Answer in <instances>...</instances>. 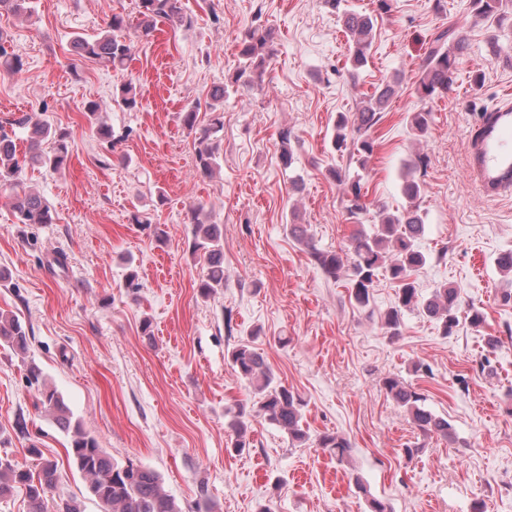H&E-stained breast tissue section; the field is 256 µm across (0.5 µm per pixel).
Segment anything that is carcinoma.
Instances as JSON below:
<instances>
[{
  "label": "carcinoma",
  "instance_id": "obj_1",
  "mask_svg": "<svg viewBox=\"0 0 512 512\" xmlns=\"http://www.w3.org/2000/svg\"><path fill=\"white\" fill-rule=\"evenodd\" d=\"M347 0H324L325 5L343 19L348 36L349 75L359 77L367 64L373 46L375 17L358 13L346 6ZM477 14L486 21L502 27L512 21V0H471ZM140 26L150 33L156 22L165 20L176 28L189 27L192 18L184 13L180 0H138ZM128 21L121 13L112 14L106 26L92 35L79 34L73 40L76 55L112 67L122 69L131 56L125 30ZM7 36L0 31V72L14 73L22 68L21 59L8 52ZM422 66L418 91L424 98L432 99L448 93L460 60L467 53V44L447 31L438 34ZM239 65L229 77L230 84L251 91L263 79L266 66L275 55L272 31L256 14L254 23L247 28L237 42ZM399 84L389 81L375 87L364 96L353 112H340L336 119L334 148L347 155L349 163L359 169L366 168L374 151L370 132L381 119L389 102L397 94ZM227 84H218L209 92L212 104L209 123L197 128L198 112L190 109L182 113L185 128L199 131L196 137V167L200 175H210L220 159L219 132L224 129L223 112L217 106L223 104ZM112 101L123 109L138 107L139 101L132 85L122 84L115 89ZM430 127V112L412 114L410 128L414 136L423 138ZM45 142L51 150H41ZM69 156L68 133L48 125L35 123L29 129L28 152L18 156L13 137L0 126V187H8L13 193L12 208L20 224H50L52 209L39 193L27 189L20 180L23 169L39 164L55 172L66 166ZM279 158L289 166L293 160L290 132L280 133ZM428 158L419 155L409 168V175L402 183V194L407 205L394 212L381 207L377 223L371 231L359 230L352 234L349 244L351 255L348 275L349 298L360 308L370 305L374 281L380 269H386L396 283L394 306L384 317V326L396 336L401 327L405 310L417 309L436 321L442 333L448 335L457 326L459 318L457 289L442 284L429 297L419 294L415 272L426 265L428 257L418 250L416 241L423 235L424 222L419 211L423 182L415 177L419 169H426ZM347 210L350 218L360 219L365 212L361 177L354 178L349 186ZM201 209H189L193 224L189 249L192 257L202 263L203 272L197 288L201 297L209 298L224 288V228L220 224L200 222ZM288 234L304 246L323 273L335 279L344 266L343 258L336 252L324 251L315 246L304 224L288 225ZM29 331L18 315L0 312V342L15 351L25 352L29 346ZM229 358L238 376L252 389L257 397L256 408L238 407L229 427L234 433L233 447H250L248 429L252 418L259 416L283 429L292 442L304 445L309 435L303 427V402L287 387L275 381V375L264 356L249 340H242L229 352ZM26 382L35 390L37 403L52 416L55 426L69 437L66 448L67 462L74 465L88 484V490L98 501L102 512H183L178 502L168 495L161 485L159 475L148 467L129 462L119 465L100 447L97 438L85 431L73 420V413L56 388L48 385L41 370L32 365L27 369ZM383 386L392 399L405 410L411 421L425 434H436L453 439V428L447 419L436 415L425 406V398L411 385L394 377H386ZM319 447L333 452L342 461L351 445L343 437L324 434ZM61 477L59 463L45 459L35 472L23 469L7 457H0V497L10 495L23 487L29 502V512H45L47 497L56 488Z\"/></svg>",
  "mask_w": 512,
  "mask_h": 512
}]
</instances>
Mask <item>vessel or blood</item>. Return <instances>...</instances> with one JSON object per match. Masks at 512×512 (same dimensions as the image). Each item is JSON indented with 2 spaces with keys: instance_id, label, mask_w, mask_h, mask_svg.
I'll return each instance as SVG.
<instances>
[{
  "instance_id": "obj_1",
  "label": "vessel or blood",
  "mask_w": 512,
  "mask_h": 512,
  "mask_svg": "<svg viewBox=\"0 0 512 512\" xmlns=\"http://www.w3.org/2000/svg\"><path fill=\"white\" fill-rule=\"evenodd\" d=\"M467 171L484 197L512 194V93L506 92L480 114L468 135Z\"/></svg>"
}]
</instances>
